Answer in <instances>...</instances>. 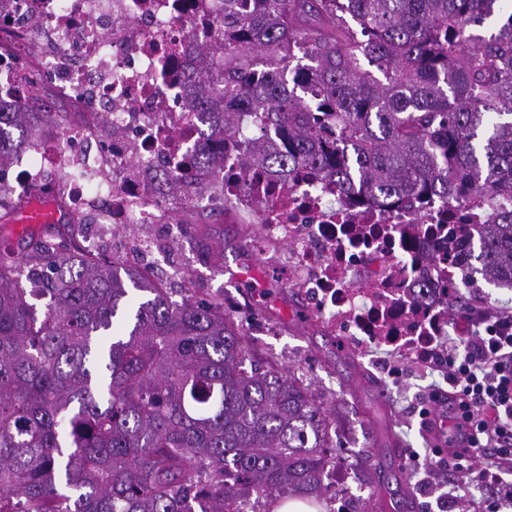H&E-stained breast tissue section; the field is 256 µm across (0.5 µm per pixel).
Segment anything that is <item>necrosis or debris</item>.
I'll list each match as a JSON object with an SVG mask.
<instances>
[{
    "label": "necrosis or debris",
    "instance_id": "obj_1",
    "mask_svg": "<svg viewBox=\"0 0 512 512\" xmlns=\"http://www.w3.org/2000/svg\"><path fill=\"white\" fill-rule=\"evenodd\" d=\"M223 23L224 0H0V110L31 112L46 95L64 114L41 117L36 133L0 125L15 146L0 161V211L50 202L79 248L165 286L184 278L158 260L187 231L177 211L257 225L251 250L374 380L392 379L393 356L440 363L442 338L469 339L491 307V291L469 275L488 211L435 196L414 206L346 196L301 164L242 175V140L204 141L215 117L190 107L197 47L219 43ZM113 224L164 233L115 251ZM345 455L326 451L332 512L357 501Z\"/></svg>",
    "mask_w": 512,
    "mask_h": 512
}]
</instances>
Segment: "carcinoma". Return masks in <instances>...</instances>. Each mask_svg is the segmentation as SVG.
I'll use <instances>...</instances> for the list:
<instances>
[{
  "instance_id": "1",
  "label": "carcinoma",
  "mask_w": 512,
  "mask_h": 512,
  "mask_svg": "<svg viewBox=\"0 0 512 512\" xmlns=\"http://www.w3.org/2000/svg\"><path fill=\"white\" fill-rule=\"evenodd\" d=\"M261 2L224 12V71L200 51L192 102L230 108L213 135L245 141L243 171L299 163L342 194L490 200L477 259L512 286L504 0ZM269 127L288 130L285 152ZM27 246L42 288L0 253V512H231L243 486L318 498L326 417L295 380L244 368L224 307L39 232Z\"/></svg>"
}]
</instances>
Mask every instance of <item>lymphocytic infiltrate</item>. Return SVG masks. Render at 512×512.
I'll return each mask as SVG.
<instances>
[{
  "instance_id": "lymphocytic-infiltrate-1",
  "label": "lymphocytic infiltrate",
  "mask_w": 512,
  "mask_h": 512,
  "mask_svg": "<svg viewBox=\"0 0 512 512\" xmlns=\"http://www.w3.org/2000/svg\"><path fill=\"white\" fill-rule=\"evenodd\" d=\"M505 322L512 324V310L490 311L482 334L469 341L467 354H460L454 340L441 345L448 381L457 390L451 467L457 487L464 490L484 484L492 470L512 475V333H494Z\"/></svg>"
}]
</instances>
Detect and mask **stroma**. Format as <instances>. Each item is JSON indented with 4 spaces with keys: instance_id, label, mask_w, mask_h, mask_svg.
<instances>
[{
    "instance_id": "35a3bbf8",
    "label": "stroma",
    "mask_w": 512,
    "mask_h": 512,
    "mask_svg": "<svg viewBox=\"0 0 512 512\" xmlns=\"http://www.w3.org/2000/svg\"><path fill=\"white\" fill-rule=\"evenodd\" d=\"M208 236L189 235L175 264L195 282L193 296L222 304L224 314L249 345L246 368L275 369L299 378L348 448V463L370 512H425L422 494L434 488L445 512H469L488 502L492 489L458 491L447 468L432 465L435 449L447 448L451 406L443 373L416 369L401 386L372 385L354 355L299 316L302 302L250 253L232 224H208ZM223 246L224 261L210 263V246Z\"/></svg>"
}]
</instances>
